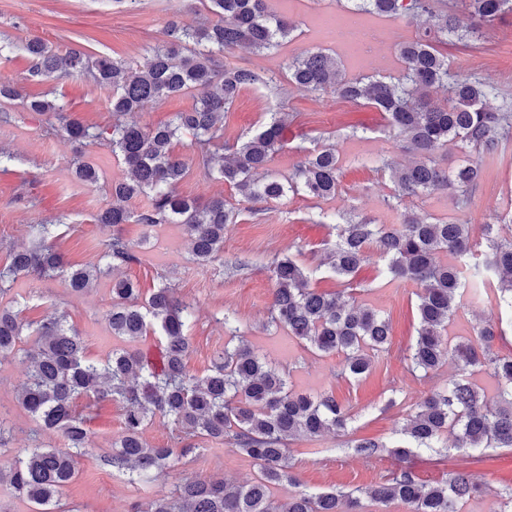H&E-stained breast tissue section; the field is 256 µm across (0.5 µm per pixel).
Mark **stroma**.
I'll return each instance as SVG.
<instances>
[{"label":"stroma","mask_w":512,"mask_h":512,"mask_svg":"<svg viewBox=\"0 0 512 512\" xmlns=\"http://www.w3.org/2000/svg\"><path fill=\"white\" fill-rule=\"evenodd\" d=\"M272 9L293 21L296 29L280 52L247 58L257 72L266 76L280 72L285 56L312 48L340 58L350 76L396 75L404 67L399 44L415 38L421 29L417 22L362 16V23L375 30L380 41L372 53L353 57L337 47L327 29L329 20L348 16L346 0H273ZM174 18L199 25L209 20L210 13L205 0H196L190 12L183 11L181 0H0V80L21 92L20 98L0 105V265L7 262L10 246H30V225L58 218L63 221L60 251L79 264L97 263L105 234L95 217L110 201L111 182L125 175L110 147H77L61 135L55 119L25 109L27 99L51 93L75 117L106 126L112 122L111 90L96 86L82 75L29 78L31 61L22 49L23 43L37 37L59 52L79 48L96 57L133 65L162 42L166 23ZM440 50L453 70L488 77L501 97L512 102V22L506 20L488 28L478 46L452 41L441 45ZM275 109L287 112L289 121L286 145L275 155L273 170L288 175L308 151L328 138H336L343 159L341 191L336 198L319 202L291 195L278 202L258 204L256 214L244 215L238 223L229 225L222 258L205 267L192 261L188 241L175 226L158 227L147 238L141 225H126V236L142 242L143 247L139 262L124 267L122 274L146 290L156 287L160 276H167L178 296L193 305L192 352L188 359L191 372L206 373L214 355L223 349L221 316L232 312L244 338L280 368L289 370L297 389L333 393L349 407L352 435L392 443L398 440L407 415L454 371L449 362L432 377L419 379L405 367L403 356L416 337L414 287L398 288L377 279L371 264L360 271L358 279L365 290L358 294V301L387 316L393 335L388 351L379 354L370 374L349 382L334 376L337 356H317L289 340L285 333L267 328L273 284L264 266L274 254L293 245L300 247L302 262L311 267L318 265L326 243L336 239L335 229L318 221L322 210L347 211L378 224L402 223L409 211L441 221L470 223L473 237H480L486 215L512 204V148L507 151L506 161L488 166L469 209H457L443 189L393 208L388 204L393 192L390 176L377 170L376 160L383 155L404 165L412 156L395 147L380 112L332 95L317 97L292 89L274 96L264 88L247 89L224 117L225 141L232 143L249 136L264 113ZM176 150L192 163L179 185L181 194L202 200L227 194L224 183L205 177L194 165L189 139H182ZM77 157L98 169L96 185H86L74 177L73 160ZM240 260L248 261V269L230 275L229 266ZM110 288V282L104 279L97 287L74 294L58 280L26 279L1 295L0 304L18 305L29 322L39 321L53 307L64 311L68 324L86 337L89 355L103 359L114 345L104 318L111 302ZM26 381L25 364L16 361L0 366V424L10 439L9 447L0 448V465H9L18 449L38 443L60 444L56 434L40 430L19 406L17 395ZM121 426L119 405L98 406L90 423L91 446L78 458L76 476L64 489L58 512H131L135 504L170 490L171 481L164 477L145 485H131L113 475L106 458ZM348 438L328 434L292 445L294 471L304 487L353 492L382 482L396 469L397 463L389 454L370 459L354 455L346 446ZM198 445L200 450L193 459L177 464L181 476L221 477L237 483L254 477L253 463L230 445L203 439ZM407 466L418 479L427 482L447 479L455 470L468 471L486 481L491 494L470 501L466 512H490L496 505V492L512 488V451L504 449L487 450L479 459L453 449L422 452L411 456Z\"/></svg>","instance_id":"obj_1"}]
</instances>
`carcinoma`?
I'll return each mask as SVG.
<instances>
[{
  "label": "carcinoma",
  "instance_id": "obj_1",
  "mask_svg": "<svg viewBox=\"0 0 512 512\" xmlns=\"http://www.w3.org/2000/svg\"><path fill=\"white\" fill-rule=\"evenodd\" d=\"M215 21L206 27L172 21L163 44L152 48L135 66L107 57L92 58L79 49L57 54L38 38L23 49L32 60L29 76L44 80L79 72L112 88L113 122L89 126L70 118L65 108L49 99L26 102L29 111L49 114L68 140L78 144H106L128 167V175L109 186L110 203L96 222L108 232L101 261L74 264L57 247L56 224H32L35 244L10 253L0 266V295L23 278H58L75 293L112 277L111 303L105 319L112 336L126 343L104 359L87 353V340L54 310L38 324L20 316V310L0 306V365L20 360L27 364L28 382L18 393L20 407L45 431L56 433L60 447L21 448L9 469L0 468V486L34 505L33 512H55L63 489L76 475V458L90 447L91 414L76 410L79 399L115 402L122 407L119 434L112 441L107 463L139 484L155 474H166L172 488L135 512H361L359 498L350 492H312L299 488L289 448L297 441L327 433L346 432L349 409L329 392L306 393L294 388L290 374L268 356L239 339L236 319L223 314L224 349L208 373L190 372L188 359L192 307L161 283L148 291L115 271L139 260V244L123 233V225L145 229L159 224L181 228L192 246L195 263L206 266L224 253V233L250 205L279 200L288 194L316 201L336 198L340 190L342 158L331 145L309 152L287 178L271 168L274 156L286 144L284 112H270L246 140L225 148L222 164L212 166L211 149L224 139V115L241 92L262 85L278 94L280 79L263 77L248 62L224 64L226 52L243 49L251 54L271 52L290 41L293 27L272 13L267 0H207ZM352 9L393 20L425 17L431 24L416 39L399 46L406 67L396 77L348 78L337 60L307 50L285 59L282 75L293 88L310 93H332L360 106L382 112L401 147L418 156L397 168L381 159L380 170H391L392 198L400 203L428 191L450 190L458 208L472 202L483 175V163L501 157L512 142V108L494 107L498 96L492 83L476 76H460L448 66L438 45L450 39L475 42L483 27L512 17V0H460L461 9L444 0H348ZM189 90L197 92L191 109L178 112L170 123L141 126L125 117L148 101ZM192 136L202 157L205 175L224 182L241 207L222 196L204 202L178 192L187 175L186 158L174 142ZM453 144L463 157L450 170L437 162L435 152ZM74 175L87 185L99 180L98 170L78 162ZM144 196L141 210L130 207ZM320 224L336 227L335 243L327 252L329 272L342 289L326 293L314 286L317 269L293 254L278 253L267 265L273 283L268 324L281 329L314 354H339L338 378L359 380L370 373L375 357L391 343V325L375 308L346 304L362 283L359 270L378 253L384 265L378 276L388 283H411L417 295L418 328L406 355L408 371L427 377L446 361L455 374L416 406L403 428L407 446L388 448L373 438L350 441L359 456L384 451L403 460L413 451L445 446L480 453L487 448L512 449V353L493 349L505 331L491 324L474 335L454 341L448 327L464 308V299L487 302L512 315V208L497 211L483 224V241L472 238V225L430 221L406 216L400 224H372L352 215L319 212ZM159 338V358L151 359L132 344L146 336ZM32 345L22 347L26 338ZM487 372L492 392L481 390L473 376ZM172 425L188 438L227 443L257 467L254 480L231 484L222 479H190L174 473V462L197 450L194 444L152 447L145 427L155 418ZM293 486L280 501L274 492ZM483 493L482 484L465 471L448 479L425 482L404 467L363 494L378 503L399 501L409 512H460V504Z\"/></svg>",
  "mask_w": 512,
  "mask_h": 512
}]
</instances>
